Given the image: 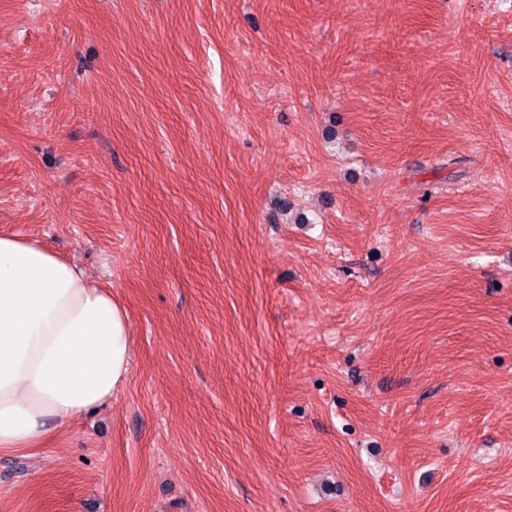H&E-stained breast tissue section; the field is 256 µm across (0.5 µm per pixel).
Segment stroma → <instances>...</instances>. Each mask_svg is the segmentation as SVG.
Wrapping results in <instances>:
<instances>
[{
	"mask_svg": "<svg viewBox=\"0 0 512 512\" xmlns=\"http://www.w3.org/2000/svg\"><path fill=\"white\" fill-rule=\"evenodd\" d=\"M130 376L0 512H512V0H0V235Z\"/></svg>",
	"mask_w": 512,
	"mask_h": 512,
	"instance_id": "1",
	"label": "stroma"
}]
</instances>
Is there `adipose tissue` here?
<instances>
[{
    "instance_id": "ef3b65f1",
    "label": "adipose tissue",
    "mask_w": 512,
    "mask_h": 512,
    "mask_svg": "<svg viewBox=\"0 0 512 512\" xmlns=\"http://www.w3.org/2000/svg\"><path fill=\"white\" fill-rule=\"evenodd\" d=\"M125 308L34 240L0 235V449L44 447L125 385Z\"/></svg>"
}]
</instances>
